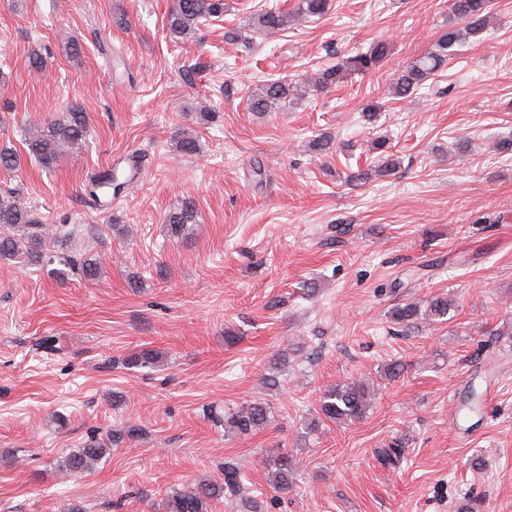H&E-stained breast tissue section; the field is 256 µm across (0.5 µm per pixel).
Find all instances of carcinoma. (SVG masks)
Masks as SVG:
<instances>
[{
	"label": "carcinoma",
	"instance_id": "obj_1",
	"mask_svg": "<svg viewBox=\"0 0 512 512\" xmlns=\"http://www.w3.org/2000/svg\"><path fill=\"white\" fill-rule=\"evenodd\" d=\"M329 0H300L298 14L321 17L327 13ZM452 15L463 26H449L436 41L434 48L426 55L408 63L397 74L390 91L397 98H405L424 86L425 82L443 69L448 62L451 48L483 33L487 28L490 14V0H452ZM224 16V0H175L169 13L168 29L177 39L191 37L210 18ZM288 13L270 9L255 16L252 23L258 30L275 32L285 28ZM389 45L379 41L364 52L348 56L342 63L320 71L311 84L290 83L285 79L271 80L262 84L249 98V109L256 113L270 112L293 98L302 97L312 91L319 92L331 85L343 82L352 74H367L387 57ZM88 130L87 117L82 107L73 106L64 116L29 136L26 145L28 153L37 158L44 167L56 163L60 148L81 142ZM396 168V160L386 156L379 160L374 172L359 170L350 175V180L361 182L373 173L382 175ZM112 185L116 192L123 189L118 174L108 169L94 176L86 189L93 207H98L97 194L100 186ZM196 210L192 199H184L169 211L166 223L176 236L184 232L189 224L195 223ZM42 224L31 211L14 200H0V258H9L26 251L34 253V245L40 239ZM448 297L437 295L427 301L426 306L417 302H406L395 306L390 319L399 326H409L422 316L443 318L448 315ZM375 400V388L363 380H352L335 384L326 389L319 400L318 415L332 422L347 423L362 419ZM270 407L261 401L242 405L224 413V432L236 436L248 435L266 426L269 422ZM106 448L99 441H90L83 447L70 452L62 461L61 468L68 475L93 471ZM268 477L273 487L286 493L292 487L297 469L294 456L279 452L267 459ZM222 496L229 497L239 509L254 508V502L241 495V473L233 463H224V477L220 481L175 488L167 498L168 512H207L208 502Z\"/></svg>",
	"mask_w": 512,
	"mask_h": 512
}]
</instances>
